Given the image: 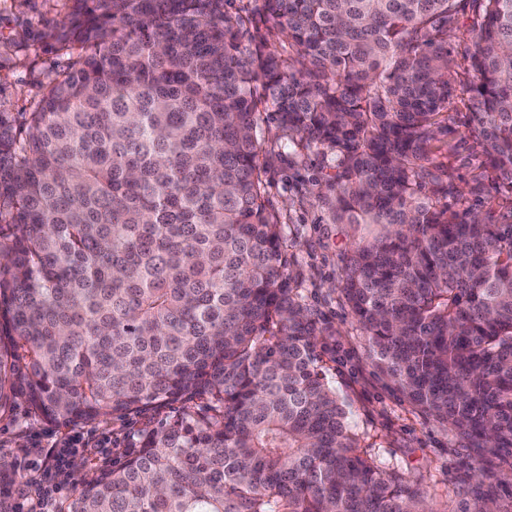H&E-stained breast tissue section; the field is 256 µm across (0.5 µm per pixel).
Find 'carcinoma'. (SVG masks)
<instances>
[{
  "label": "carcinoma",
  "mask_w": 512,
  "mask_h": 512,
  "mask_svg": "<svg viewBox=\"0 0 512 512\" xmlns=\"http://www.w3.org/2000/svg\"><path fill=\"white\" fill-rule=\"evenodd\" d=\"M77 58L20 126L0 112V406L63 428L198 395L59 512H429L358 451L319 366L335 331L301 303L283 147L330 158L333 224L386 232L344 256L375 367L477 457L512 448V197L448 210V103L512 189V0H69ZM473 47L452 46L461 3ZM260 20L288 38L245 39Z\"/></svg>",
  "instance_id": "1"
}]
</instances>
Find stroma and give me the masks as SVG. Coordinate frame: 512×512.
Here are the masks:
<instances>
[{
    "label": "stroma",
    "instance_id": "stroma-1",
    "mask_svg": "<svg viewBox=\"0 0 512 512\" xmlns=\"http://www.w3.org/2000/svg\"><path fill=\"white\" fill-rule=\"evenodd\" d=\"M68 14L66 0H0V112L17 118L34 111L47 82L66 70L72 54L55 50L44 35L61 25ZM470 110L456 99L448 107V152L439 156L453 171L456 195L448 199L452 211L480 209L468 188L482 171V158L464 126ZM327 171V160L310 151L303 160H280L269 177L266 198L283 215L287 256L299 275L298 292L319 324L331 327L329 349L323 358L328 380L351 405V422L367 456L386 470L397 472L417 488L429 512H470L475 501L488 502L492 512H512V450L492 459L488 475H474L477 462L433 418L422 416L373 367L367 343L344 306L338 285L342 257L367 227L334 224L321 201L300 203ZM203 413V400L192 398L162 405L137 416H112L70 429L55 426L35 414L26 402L16 400L0 411V459L10 465V480L27 487L30 499L43 493L42 459L36 451L79 436L96 442L95 452L73 446L59 474L67 490L77 479H91L97 467L111 465L146 425L169 420L185 412ZM82 461V469L71 466Z\"/></svg>",
    "mask_w": 512,
    "mask_h": 512
}]
</instances>
